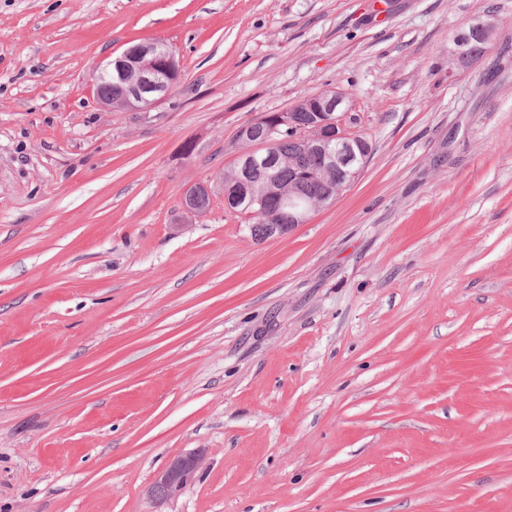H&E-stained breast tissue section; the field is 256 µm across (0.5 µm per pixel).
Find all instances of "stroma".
<instances>
[{
    "label": "stroma",
    "mask_w": 512,
    "mask_h": 512,
    "mask_svg": "<svg viewBox=\"0 0 512 512\" xmlns=\"http://www.w3.org/2000/svg\"><path fill=\"white\" fill-rule=\"evenodd\" d=\"M152 40L179 84L102 104ZM327 89L372 143L331 206L183 210ZM0 512H512V0H0ZM456 43L464 47V63L469 62L473 58L480 55L485 50L487 42L481 36L477 26H472L468 32L462 33L457 36ZM137 44L128 46L126 50L132 51ZM126 50L108 57L98 69L97 79H107L111 84L96 83V92L102 101L112 95V99L103 104L111 108L112 104L113 107L119 104L114 90L117 81L112 78L114 70L117 76L124 77L132 72L137 75L135 81L119 84V97L126 108H148L164 100L181 76L176 53L172 47L162 41H146L139 44L134 55H130ZM146 95H150L151 99ZM253 198L261 204H252L249 206V198L245 197L241 200L238 210L241 211L240 214L250 216L247 224H251L252 234L259 238L270 236L267 231V224L269 225L271 235H283L299 224H307L315 207L320 205L326 206L332 202L324 204L323 202L317 201L312 209H297L288 217L292 208L285 206L283 201L278 197L269 196L264 198L262 202L260 198L256 199L254 196ZM255 211L258 212L251 215ZM288 219L290 220V224L288 223ZM202 455L191 452L173 459L154 479L148 495L155 501L177 497L199 470Z\"/></svg>",
    "instance_id": "1"
}]
</instances>
